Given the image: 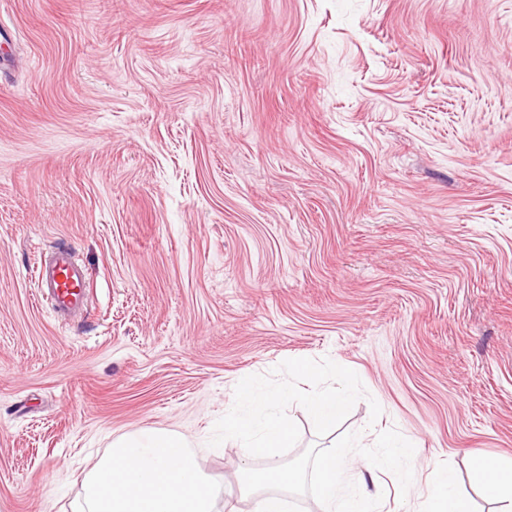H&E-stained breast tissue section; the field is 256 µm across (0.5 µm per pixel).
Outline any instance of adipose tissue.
Returning a JSON list of instances; mask_svg holds the SVG:
<instances>
[{"label": "adipose tissue", "mask_w": 512, "mask_h": 512, "mask_svg": "<svg viewBox=\"0 0 512 512\" xmlns=\"http://www.w3.org/2000/svg\"><path fill=\"white\" fill-rule=\"evenodd\" d=\"M316 372L309 362H295L289 368L291 383L274 395L262 391L250 377H242L235 390L237 404L224 415L225 434L240 438L253 456L286 446L292 429L274 410L279 400L297 402L320 427H331L345 402L332 390L300 388V380ZM409 459L407 447L392 442L363 455L366 467L394 470L405 483L414 477ZM350 470L345 458L321 455L315 470L319 496L331 503L332 512H372L369 494L344 492ZM473 471L488 495L499 502L498 512H512V461L478 453ZM241 477L255 492L254 512H285L282 493L298 485L302 473L290 467L258 472L245 466ZM80 484V512H214V486L195 454L183 438L161 430L118 437L111 453L85 473ZM425 497L426 512H474L470 500L457 491L454 474L445 471L428 485Z\"/></svg>", "instance_id": "1"}]
</instances>
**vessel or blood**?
Instances as JSON below:
<instances>
[{
  "instance_id": "vessel-or-blood-1",
  "label": "vessel or blood",
  "mask_w": 512,
  "mask_h": 512,
  "mask_svg": "<svg viewBox=\"0 0 512 512\" xmlns=\"http://www.w3.org/2000/svg\"><path fill=\"white\" fill-rule=\"evenodd\" d=\"M38 280L58 316L65 318L85 308L88 297L86 274L69 247L56 246L41 261Z\"/></svg>"
}]
</instances>
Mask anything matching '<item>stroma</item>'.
Segmentation results:
<instances>
[{"instance_id": "1", "label": "stroma", "mask_w": 512, "mask_h": 512, "mask_svg": "<svg viewBox=\"0 0 512 512\" xmlns=\"http://www.w3.org/2000/svg\"><path fill=\"white\" fill-rule=\"evenodd\" d=\"M65 243L88 311L58 321ZM336 363L333 429L278 406L267 458L225 436L235 385ZM143 429L191 442L218 512L239 467L418 449L420 512L471 456L512 460V0H0V512H77ZM43 295L50 297L56 314L66 318L86 307V274L66 245H57L38 266Z\"/></svg>"}]
</instances>
